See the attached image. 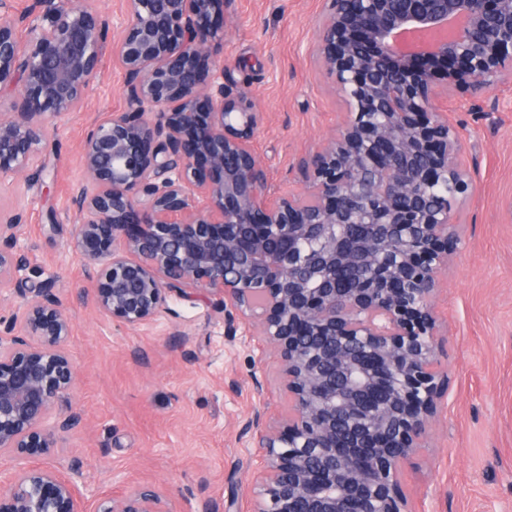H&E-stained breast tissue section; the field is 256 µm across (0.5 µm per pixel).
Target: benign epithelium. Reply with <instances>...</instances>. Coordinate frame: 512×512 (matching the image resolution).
Listing matches in <instances>:
<instances>
[{"mask_svg": "<svg viewBox=\"0 0 512 512\" xmlns=\"http://www.w3.org/2000/svg\"><path fill=\"white\" fill-rule=\"evenodd\" d=\"M235 0H125L112 51L126 109L86 133L72 246L112 320L157 321L173 296L220 297L228 325L272 345L290 403L254 414L265 461L254 512H405L402 465L437 415L431 300L459 202L464 144L440 112L512 75V0H325L313 46L344 123L276 195L251 143L263 120L227 78L220 18ZM110 20L73 0H0V183L45 170L52 122L99 77ZM435 36L420 51L400 35ZM20 216L0 214V290L27 300L0 336V453L36 459L82 422L70 394V319L55 280L28 285ZM0 512H169L142 486L89 505L55 468L0 485Z\"/></svg>", "mask_w": 512, "mask_h": 512, "instance_id": "benign-epithelium-1", "label": "benign epithelium"}]
</instances>
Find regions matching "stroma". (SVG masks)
<instances>
[{
	"label": "stroma",
	"mask_w": 512,
	"mask_h": 512,
	"mask_svg": "<svg viewBox=\"0 0 512 512\" xmlns=\"http://www.w3.org/2000/svg\"><path fill=\"white\" fill-rule=\"evenodd\" d=\"M323 8V0H236L226 18L224 63L264 114L254 148L277 193L302 190L299 159L343 119L312 52ZM124 80L105 55L81 109L51 127L46 172L0 187V207L23 215L24 278H54L71 317V402L84 425L37 463L73 476L91 501L153 484L173 512H252L263 451L244 426L254 413L273 422L289 408L271 346L230 329L215 296L171 298L163 318L130 328L84 293L71 191L84 133L124 109ZM465 99L450 94L442 110L468 147L476 190L459 209L439 275L436 360L448 390L402 468L410 512H512V78L486 89V111L464 108Z\"/></svg>",
	"instance_id": "1"
}]
</instances>
